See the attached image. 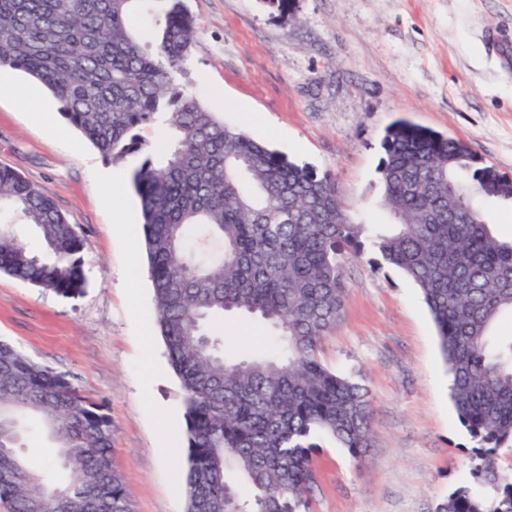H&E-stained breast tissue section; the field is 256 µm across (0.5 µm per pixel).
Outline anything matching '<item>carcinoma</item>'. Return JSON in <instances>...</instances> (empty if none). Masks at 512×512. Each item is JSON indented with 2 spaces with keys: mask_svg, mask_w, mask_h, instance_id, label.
Listing matches in <instances>:
<instances>
[{
  "mask_svg": "<svg viewBox=\"0 0 512 512\" xmlns=\"http://www.w3.org/2000/svg\"><path fill=\"white\" fill-rule=\"evenodd\" d=\"M136 0H0V64L47 87L62 117L118 163L143 155L131 184L140 198L155 325L183 393L185 512H310L317 453L330 437L352 460L372 447L367 390L328 369L322 339L340 321L347 285L339 256L362 254L363 225L336 180L287 160L224 125L179 89L195 35L184 0H145L154 48L134 32ZM161 119L170 139L140 134ZM382 206L372 229L379 267L419 289L437 329L450 397L476 441L470 475L436 512H512V239L498 236L476 199L512 203V181L461 139L406 119L381 140ZM34 229L46 251L29 247ZM83 241L35 184L0 166V273L75 299L86 286ZM262 318L280 349L235 359L224 352V313ZM51 432L64 477L17 451L26 421ZM234 472L251 487L237 496ZM130 512L112 464V418L68 377L0 340V502L9 512Z\"/></svg>",
  "mask_w": 512,
  "mask_h": 512,
  "instance_id": "cac0c4a2",
  "label": "carcinoma"
}]
</instances>
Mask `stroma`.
Returning a JSON list of instances; mask_svg holds the SVG:
<instances>
[{
	"instance_id": "1",
	"label": "stroma",
	"mask_w": 512,
	"mask_h": 512,
	"mask_svg": "<svg viewBox=\"0 0 512 512\" xmlns=\"http://www.w3.org/2000/svg\"><path fill=\"white\" fill-rule=\"evenodd\" d=\"M196 36L181 87L225 125L287 159L331 174L361 224H382L380 141L398 118L467 142L512 175V0H187ZM0 99V165L52 198L81 235L87 286L66 299L0 273V338L65 373L112 418V463L133 512H184L178 472L183 400L161 339L147 382L131 306L154 316L148 276L127 224H141L132 186L109 195L92 174L102 155L65 119L36 118L48 90L22 70ZM251 121H243V110ZM377 252L344 251L342 320L321 358L368 390L373 446L354 464L325 439L312 512H435L464 483L474 445L448 397L435 327L420 291ZM229 352L274 343L267 324L224 317ZM174 447L158 452V439Z\"/></svg>"
}]
</instances>
